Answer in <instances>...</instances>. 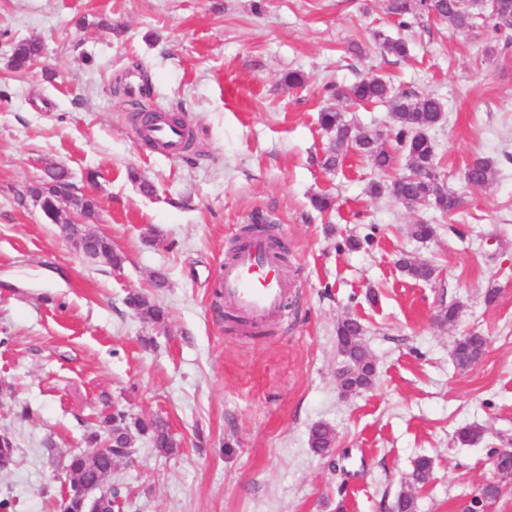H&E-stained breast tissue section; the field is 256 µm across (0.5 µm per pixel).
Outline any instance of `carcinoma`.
<instances>
[{"label": "carcinoma", "mask_w": 512, "mask_h": 512, "mask_svg": "<svg viewBox=\"0 0 512 512\" xmlns=\"http://www.w3.org/2000/svg\"><path fill=\"white\" fill-rule=\"evenodd\" d=\"M386 10L400 28L407 26L409 20L424 14L448 23L459 33L486 24L497 32L512 28V0H432L430 3L424 0H387ZM375 45L384 56L405 59L410 54V45L406 40L381 31L375 33ZM41 50L42 46L37 41L18 42L10 59L11 68L15 71L26 70ZM333 95L362 106H386L389 125L382 130L367 131L348 120L344 111L333 106L322 108L320 125L333 134L322 158L324 169H337L343 156L354 151L367 161L378 176V180L370 184L371 193H387L410 209L424 206L444 216L456 213L462 200L443 179L435 145L429 135L444 120L445 105L439 97L397 90L388 78L378 74L368 75L345 90L337 88ZM391 141L406 155V165L402 171L398 170V157L387 147ZM496 176L494 162L486 158L474 159L464 171L465 181L480 188L491 184ZM94 249L113 266L122 264V254L113 250L107 240L97 239ZM399 262L402 269L417 279L428 280L433 276V270L426 265L407 258H401ZM127 300L132 310L145 319L153 323L164 321L165 311L150 296L134 292L128 295ZM336 336L344 360L340 372L342 386L348 391L370 387L375 370L363 341L362 324L352 318L345 319L337 326ZM486 348L487 338L480 334L459 338L452 353L456 367L460 370L472 367L485 354ZM112 423L128 434L136 431L149 436L156 452L162 456L172 455L178 450L179 442L161 420H129L127 415L121 413L112 417ZM456 435L461 444L472 445L482 438L483 430L476 425L465 426L457 430ZM335 441V431L326 423L319 422L309 431L310 448L317 453L329 450ZM15 452L14 439L7 433H0V468L7 467L13 461ZM125 457V452L112 447L104 456L81 451L70 454L66 464L69 484L60 502L61 512H84L82 483L106 482L114 462ZM431 468V459H417L412 473L413 481L425 483Z\"/></svg>", "instance_id": "carcinoma-1"}]
</instances>
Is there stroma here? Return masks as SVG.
<instances>
[{
	"mask_svg": "<svg viewBox=\"0 0 512 512\" xmlns=\"http://www.w3.org/2000/svg\"><path fill=\"white\" fill-rule=\"evenodd\" d=\"M378 31L405 38L410 56H382ZM29 39L42 56L13 71L11 47ZM495 41L427 18L399 29L385 0H0L9 512H58L70 452L90 431L108 435L117 413L162 419L180 442L165 458L133 434L108 478L124 512H388L402 492L416 512H459L491 478V449L512 440V49L484 57ZM295 70L304 83L291 88ZM369 74L445 103L430 136L463 200L457 216L369 193L374 174L355 153L321 167L330 86ZM138 106L184 115L189 150L172 158L138 138ZM477 157L498 169L480 189L464 180ZM51 168L96 196L83 228L111 238L121 267L87 261L45 222L27 188ZM316 195L333 209L315 210ZM258 216L288 248L290 290L285 317L254 335L225 322L215 280L232 230ZM422 220L436 229L423 241L411 234ZM403 255L434 277L410 276ZM136 290L166 309L164 324L126 305ZM451 305L455 321L440 322ZM347 318L362 323L375 366L361 391L337 378ZM470 332L488 347L462 371L452 350ZM319 422L336 432L322 454L308 443ZM467 425L483 441L460 444ZM422 456L432 469L417 485Z\"/></svg>",
	"mask_w": 512,
	"mask_h": 512,
	"instance_id": "1",
	"label": "stroma"
}]
</instances>
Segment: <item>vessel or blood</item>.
Masks as SVG:
<instances>
[{
	"mask_svg": "<svg viewBox=\"0 0 512 512\" xmlns=\"http://www.w3.org/2000/svg\"><path fill=\"white\" fill-rule=\"evenodd\" d=\"M147 135L168 154L181 150L186 132L169 123L157 124ZM280 257L266 238L256 236L238 244L217 275L226 307L245 326L264 327L285 315L288 285L279 274Z\"/></svg>",
	"mask_w": 512,
	"mask_h": 512,
	"instance_id": "vessel-or-blood-1",
	"label": "vessel or blood"
}]
</instances>
